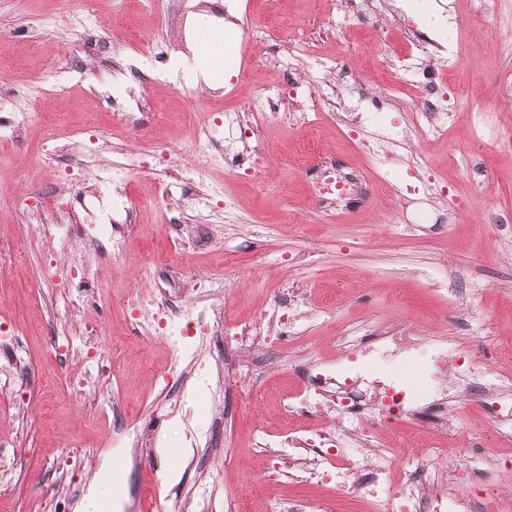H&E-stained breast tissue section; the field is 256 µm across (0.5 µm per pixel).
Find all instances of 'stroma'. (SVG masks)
Wrapping results in <instances>:
<instances>
[{"mask_svg": "<svg viewBox=\"0 0 512 512\" xmlns=\"http://www.w3.org/2000/svg\"><path fill=\"white\" fill-rule=\"evenodd\" d=\"M225 0H10L0 8V249L9 256L0 271V405L17 402L18 415L0 412V512H29L31 502L54 503L68 493L67 512H78L102 458L120 449L121 512L151 494L150 512H230L247 501L249 512H271L289 491L327 498L333 512H363L362 503L332 485L290 486L265 482L283 451L258 452L254 432L267 429L278 398L301 384L296 369L343 366L335 338L349 325L372 330L396 326L417 335L512 336V147L494 129L512 128V0H438L448 30L459 36L456 59L429 54L424 69L437 85L460 96L468 109L494 102L482 130L465 123L447 136L426 139L411 123L412 104L383 84L381 38L402 43L437 34L402 8L381 0L379 26L357 18L337 24L344 0H282L270 20L260 0L250 13L225 19ZM207 12L218 27L235 24L238 50L224 66L223 87L211 90L172 83L163 75L191 44L172 19ZM51 14L50 31L34 17ZM114 48L112 66L88 48L87 22ZM314 39V53L297 63V96H309L308 120L293 106L276 118L251 116L259 89H276L284 75L265 58L270 43ZM147 81L144 113L124 126L115 108L126 98L133 72ZM28 109L23 138L10 135L12 112ZM240 113L257 130L263 149L259 178L236 174L222 156L224 115ZM213 128L216 139L198 151L197 133ZM381 132L389 154L373 159L359 139ZM486 175L477 188L465 166L472 142ZM358 167L370 185L361 200L326 211L311 187L321 161ZM128 193L113 194V183ZM233 197L234 208L224 206ZM459 204L453 223H435L442 207ZM137 208V227L120 262L100 260L95 293L68 301L61 274L106 224L122 222ZM205 224L210 241L175 262L178 224ZM67 238V253L53 240ZM157 260L153 272L145 256ZM278 262L266 266L268 256ZM477 296L480 324L462 328L441 322L443 305L422 289L420 272ZM176 279L182 305L202 311L181 346L164 330L127 322L153 310L147 294L155 282ZM224 283L223 294L200 297L195 286ZM282 288L295 289L310 311L304 331L278 350L263 370L261 386L248 394L224 389V367L200 347L216 320L251 323ZM115 339L107 362L121 392L87 401L72 379L45 363L52 344L66 343L73 360L83 352L85 324ZM222 417L224 446H209L213 418ZM146 437L149 457L133 462L128 439ZM193 451L177 483L167 482L168 462L159 452Z\"/></svg>", "mask_w": 512, "mask_h": 512, "instance_id": "1", "label": "stroma"}]
</instances>
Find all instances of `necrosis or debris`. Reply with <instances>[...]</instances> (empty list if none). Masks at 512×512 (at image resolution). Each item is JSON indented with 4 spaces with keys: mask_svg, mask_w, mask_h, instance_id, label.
Wrapping results in <instances>:
<instances>
[{
    "mask_svg": "<svg viewBox=\"0 0 512 512\" xmlns=\"http://www.w3.org/2000/svg\"><path fill=\"white\" fill-rule=\"evenodd\" d=\"M421 102L416 129L429 138L444 135L460 121L479 126L484 115L480 109L460 113L456 103L431 86L423 90ZM315 180L326 206L334 205L337 196L368 190L362 171H342L331 163L316 170ZM95 244L69 268V278L85 287L97 274L99 252L120 260L127 240L106 225ZM180 291L179 283L169 281L157 288L168 339L174 344L195 315L179 305ZM265 345V337L249 325L217 337L213 347L218 357L234 353L243 363L241 369H225V380L237 384L258 371L255 353ZM336 346L349 360L420 352L430 378L417 399L368 368L331 372L319 365L305 370L303 387L282 402V414L293 424L288 435L275 441L262 430L256 442L260 448L275 444L287 449L289 480L333 481L338 491L361 498L365 512H512V495L491 479L493 472L511 471L512 460L485 447L480 432L469 424L470 416L477 414L491 426L512 425V388L492 381L485 343L461 350L447 340H425L405 331L366 336L356 326L337 337ZM329 412L338 419L332 430L321 423ZM461 437L467 441L463 448L482 464L472 474L473 490L467 494L435 478L438 467L463 449L457 445Z\"/></svg>",
    "mask_w": 512,
    "mask_h": 512,
    "instance_id": "1",
    "label": "necrosis or debris"
}]
</instances>
